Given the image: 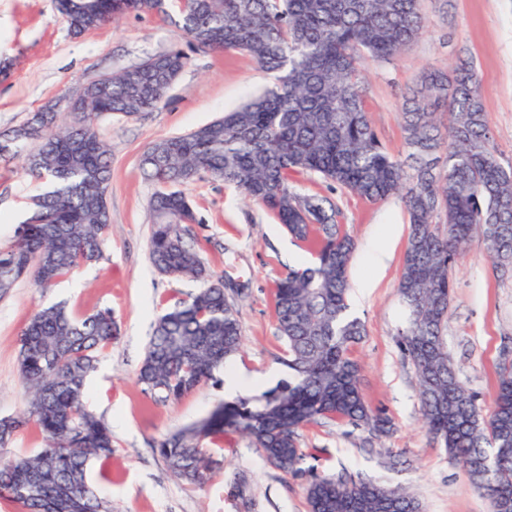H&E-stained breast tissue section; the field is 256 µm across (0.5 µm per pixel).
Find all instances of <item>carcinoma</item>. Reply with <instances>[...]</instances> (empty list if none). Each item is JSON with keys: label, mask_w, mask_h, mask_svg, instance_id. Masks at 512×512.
Here are the masks:
<instances>
[{"label": "carcinoma", "mask_w": 512, "mask_h": 512, "mask_svg": "<svg viewBox=\"0 0 512 512\" xmlns=\"http://www.w3.org/2000/svg\"><path fill=\"white\" fill-rule=\"evenodd\" d=\"M166 0H58L79 37L127 13L168 14ZM174 24L195 53L236 51L276 74L275 84L240 108L190 133L153 143L141 169L155 187L150 259L162 275L202 283L155 320L137 382L154 400H176L216 374L243 344L224 282L184 238L202 223L180 187L204 177L233 185L274 212L293 239L314 247V261L279 280L275 313L288 379L259 394L225 401L205 417L156 442L173 473L203 485L218 461L201 442L234 432L285 471L301 470L298 430L319 419L385 431L388 419L366 403L351 348L364 335L349 313L348 270L354 240L341 230L326 197L302 195L292 175L310 172L372 202L401 195L411 233L398 292L401 332L419 384L428 432L490 499L512 503V359L499 367L496 410L484 420L476 395L458 378L443 329L450 272L473 234H481L498 278H512V163L497 155L485 120L473 61L451 74L427 72L402 107L407 155L391 156L366 108L363 64L390 62L424 29L421 0H173ZM180 49L147 58L96 81L77 99L68 124L53 109L36 112L4 140L30 144L26 170L50 181L33 215L0 249V297L20 278L54 286L99 261L110 217L109 150L94 121L150 112L184 69ZM448 115L449 125L439 116ZM444 221L446 230L434 224ZM108 309L81 318L63 304L34 312L19 335L18 371L29 390L26 410L0 418V447L32 427L43 447L0 461V498L17 512H112L90 484L93 460L112 458V430L86 406L89 375L117 339ZM310 512H422L404 489L313 477Z\"/></svg>", "instance_id": "1"}]
</instances>
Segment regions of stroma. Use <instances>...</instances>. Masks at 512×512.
Instances as JSON below:
<instances>
[{"instance_id":"stroma-1","label":"stroma","mask_w":512,"mask_h":512,"mask_svg":"<svg viewBox=\"0 0 512 512\" xmlns=\"http://www.w3.org/2000/svg\"><path fill=\"white\" fill-rule=\"evenodd\" d=\"M422 12L423 33L408 50L391 62L367 64V108L378 138L391 155L405 156V95L426 71L447 70L462 54L476 64L500 159L512 162V0H422ZM186 46L184 34L154 13L128 14L76 38L57 0H0V133L103 75ZM273 81L245 54H194L156 109L97 120V132L111 149L110 227L103 257L46 291L26 278L0 299V418L26 407L17 339L32 312L59 302L76 316L108 308L120 335L100 355L87 403L112 428V478L95 485L111 500L113 512H309L306 488L315 474L404 488L424 512H493L486 493L423 425L415 370L400 346L406 312L398 285L410 233L400 197L371 202L313 173L295 176L294 187L337 204L342 229L356 243L348 303L365 335L351 357L360 367L366 402L389 419V432L375 436L338 420L309 423L299 430L301 469L288 473L265 463L247 440L228 432L207 443L220 464L201 486L179 480L156 451L163 435L205 416L228 395L223 383L211 381L161 403L136 382L156 315L199 288L190 278L162 276L150 262L154 188L143 177L141 155L160 139L191 132L235 109ZM46 187L22 170L20 159H0L1 248L12 244L17 225L31 216L35 196ZM183 191L201 218L189 225L190 238L206 266L223 278L224 293L238 311L244 346L229 374L255 378L275 368L287 378L275 287L288 269L307 265L310 251L285 232L271 211L223 182L198 180ZM374 239L391 242L390 258L380 270L368 253ZM451 277L448 353L487 418L495 408L503 348L512 344V281L497 278L478 238Z\"/></svg>"}]
</instances>
